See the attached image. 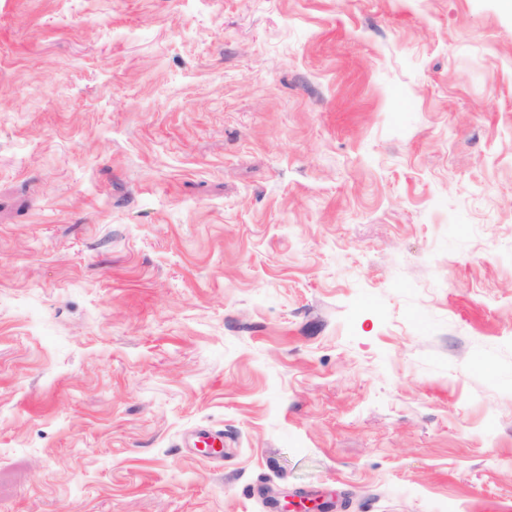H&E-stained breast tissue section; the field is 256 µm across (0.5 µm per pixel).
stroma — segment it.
Masks as SVG:
<instances>
[{
    "label": "stroma",
    "mask_w": 512,
    "mask_h": 512,
    "mask_svg": "<svg viewBox=\"0 0 512 512\" xmlns=\"http://www.w3.org/2000/svg\"><path fill=\"white\" fill-rule=\"evenodd\" d=\"M268 498L512 512V8L0 0V512Z\"/></svg>",
    "instance_id": "stroma-1"
}]
</instances>
